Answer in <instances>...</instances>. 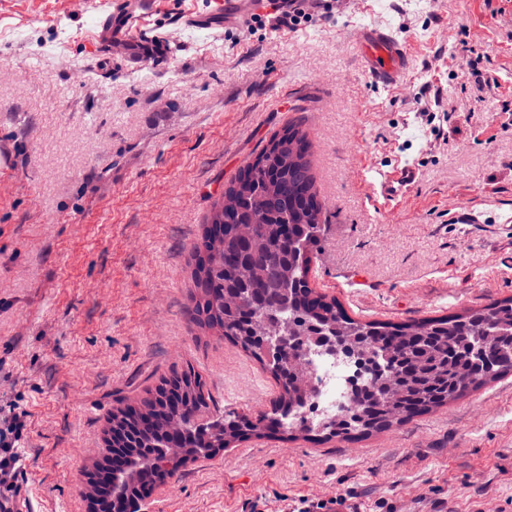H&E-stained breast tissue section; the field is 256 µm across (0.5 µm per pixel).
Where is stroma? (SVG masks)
Returning a JSON list of instances; mask_svg holds the SVG:
<instances>
[{
	"instance_id": "1",
	"label": "stroma",
	"mask_w": 512,
	"mask_h": 512,
	"mask_svg": "<svg viewBox=\"0 0 512 512\" xmlns=\"http://www.w3.org/2000/svg\"><path fill=\"white\" fill-rule=\"evenodd\" d=\"M106 0H0V426L23 415L12 512H90L121 398L194 368L225 415L256 420L268 368L193 320L194 247L212 205L295 119L326 222L311 285L360 321L512 298V0H321L296 28L184 24L214 0H148L166 55H103ZM407 41L382 87L359 26ZM492 83L475 82L459 43ZM410 165L393 199L384 179ZM512 512V374L353 439L248 433L146 497L148 512ZM347 499L345 497L340 498H330L327 500L323 499H300L297 502H294L291 506L292 512H359L361 506L357 503L347 504Z\"/></svg>"
}]
</instances>
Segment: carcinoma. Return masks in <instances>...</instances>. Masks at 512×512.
Segmentation results:
<instances>
[{
	"label": "carcinoma",
	"mask_w": 512,
	"mask_h": 512,
	"mask_svg": "<svg viewBox=\"0 0 512 512\" xmlns=\"http://www.w3.org/2000/svg\"><path fill=\"white\" fill-rule=\"evenodd\" d=\"M284 134L278 151L263 148L264 163L240 173L224 190L230 205L216 201L208 228L195 246L194 283L199 294L196 321L239 345L259 361L267 321L277 316L282 331L296 337L306 359L321 351L314 335L337 336L358 349L363 400L334 419L309 421L304 411L315 388L292 375L284 362L272 374L281 387V413L263 417L286 432L298 428L324 436L381 432L414 416L447 405L470 390L512 371V299L463 314L407 323L361 322L349 317L334 299L310 285V252L323 235L316 201L309 143L301 122ZM265 217L261 224L250 215ZM291 237H283V226ZM205 383L189 371L163 380L150 396L112 413L110 438L99 467L86 477L87 497L110 512H129L141 497L145 480L163 484L179 474L188 459L212 455L244 434L237 426L211 424ZM124 456L116 474L112 456Z\"/></svg>",
	"instance_id": "obj_1"
}]
</instances>
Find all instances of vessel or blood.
<instances>
[{
  "label": "vessel or blood",
  "mask_w": 512,
  "mask_h": 512,
  "mask_svg": "<svg viewBox=\"0 0 512 512\" xmlns=\"http://www.w3.org/2000/svg\"><path fill=\"white\" fill-rule=\"evenodd\" d=\"M141 0H111L110 9L101 21L96 38L101 52L125 46L139 55H162L167 47L164 38L141 34ZM287 0H219L210 12L187 16L186 26L210 28L214 24L244 23L260 12L279 14L287 11ZM368 77L378 85L392 86L406 76L411 61L405 40L385 29L365 25L355 43Z\"/></svg>",
  "instance_id": "b4317fda"
}]
</instances>
